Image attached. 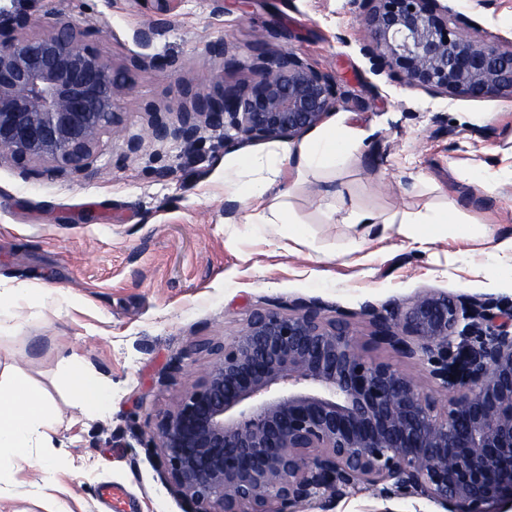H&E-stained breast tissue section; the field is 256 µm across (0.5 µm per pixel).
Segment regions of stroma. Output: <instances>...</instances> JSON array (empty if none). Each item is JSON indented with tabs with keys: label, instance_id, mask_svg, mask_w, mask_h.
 I'll list each match as a JSON object with an SVG mask.
<instances>
[{
	"label": "stroma",
	"instance_id": "1",
	"mask_svg": "<svg viewBox=\"0 0 512 512\" xmlns=\"http://www.w3.org/2000/svg\"><path fill=\"white\" fill-rule=\"evenodd\" d=\"M447 4L476 21L473 37L512 39V0ZM0 8L68 20L126 84L116 100L121 123L101 136L86 173L25 177L0 161V278L51 290L0 319V364L40 388L62 417L53 437L59 455L30 449L28 463L0 485V512H45L43 496L68 512H110L100 493L107 484L124 488L126 512H187L152 443L159 414L212 361L192 342L230 339L270 302L356 312L366 303L401 308L433 291L512 305V254L496 248L512 235V199L488 190L512 178V99L434 100L373 73L351 0H224L220 8L175 0L167 12L155 0H0ZM150 22L163 33L145 46L136 34ZM220 40L228 50L217 56L208 46ZM261 42L335 75L344 99L329 119L353 131L351 157L291 191L303 237L295 256L287 227L235 223L243 205L224 198V162L239 150L225 147L223 132H205L189 163L180 142L153 140L147 127L148 109L176 107L186 89L255 82ZM151 56L178 67L140 65ZM131 140L141 144L133 157ZM459 164L474 169L478 184L457 180ZM159 169L168 177L157 178ZM328 181L343 198L319 195ZM449 204L464 235L422 247L400 233L403 216ZM335 207L390 220L386 237L330 223ZM484 225L496 238L478 237ZM75 365L109 388L97 416L74 405Z\"/></svg>",
	"mask_w": 512,
	"mask_h": 512
}]
</instances>
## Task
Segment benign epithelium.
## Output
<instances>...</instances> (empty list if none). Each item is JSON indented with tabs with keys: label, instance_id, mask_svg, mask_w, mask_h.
I'll use <instances>...</instances> for the list:
<instances>
[{
	"label": "benign epithelium",
	"instance_id": "1",
	"mask_svg": "<svg viewBox=\"0 0 512 512\" xmlns=\"http://www.w3.org/2000/svg\"><path fill=\"white\" fill-rule=\"evenodd\" d=\"M373 72L448 99L512 98V41L469 36L442 0H353ZM39 27L42 32L23 36ZM260 80L194 92L153 112L157 141L191 153L206 130L224 141L298 139L343 99L336 77L293 51L257 47ZM124 88L116 70L69 23L26 12L0 23V160L39 163L51 176L89 169L101 134L116 129ZM317 302L255 310L156 425L169 483L191 512L322 509L361 487L385 503L424 499L443 512L512 505V307L491 298L417 295L383 313L323 314ZM377 348L421 363L442 401L393 364L359 348L352 319ZM460 342H455V339Z\"/></svg>",
	"mask_w": 512,
	"mask_h": 512
}]
</instances>
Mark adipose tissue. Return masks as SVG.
I'll return each mask as SVG.
<instances>
[{
    "mask_svg": "<svg viewBox=\"0 0 512 512\" xmlns=\"http://www.w3.org/2000/svg\"><path fill=\"white\" fill-rule=\"evenodd\" d=\"M352 150L349 133L332 125L295 146L276 144L260 154L240 155L224 164V197L258 203V210L242 215V223H290L283 186L301 183L309 171L335 168ZM242 170L255 172V179L241 180L238 173ZM412 223L417 227L413 237L423 245L453 236L460 229L458 216L447 207L416 216ZM57 423L56 411L42 390L14 377L0 379V480L26 462L28 449L48 447Z\"/></svg>",
    "mask_w": 512,
    "mask_h": 512,
    "instance_id": "1",
    "label": "adipose tissue"
}]
</instances>
